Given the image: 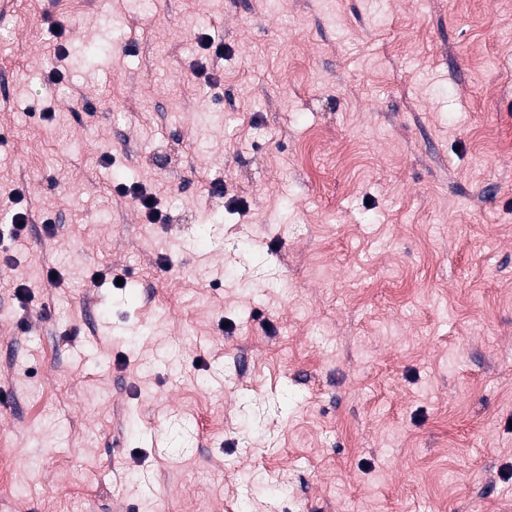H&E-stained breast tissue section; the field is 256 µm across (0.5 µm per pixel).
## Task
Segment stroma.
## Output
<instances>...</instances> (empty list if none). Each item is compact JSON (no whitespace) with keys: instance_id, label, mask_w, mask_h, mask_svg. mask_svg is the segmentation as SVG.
I'll return each mask as SVG.
<instances>
[{"instance_id":"35a3bbf8","label":"stroma","mask_w":512,"mask_h":512,"mask_svg":"<svg viewBox=\"0 0 512 512\" xmlns=\"http://www.w3.org/2000/svg\"><path fill=\"white\" fill-rule=\"evenodd\" d=\"M0 394V512H512V0H0Z\"/></svg>"}]
</instances>
